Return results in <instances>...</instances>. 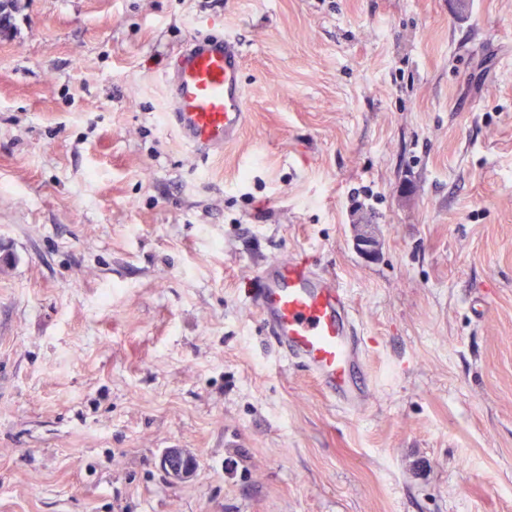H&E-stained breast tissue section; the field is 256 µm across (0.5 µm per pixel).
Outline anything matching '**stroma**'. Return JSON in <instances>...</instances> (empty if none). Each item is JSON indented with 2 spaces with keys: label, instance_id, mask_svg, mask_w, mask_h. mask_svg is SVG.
Here are the masks:
<instances>
[{
  "label": "stroma",
  "instance_id": "35a3bbf8",
  "mask_svg": "<svg viewBox=\"0 0 512 512\" xmlns=\"http://www.w3.org/2000/svg\"><path fill=\"white\" fill-rule=\"evenodd\" d=\"M205 34L240 44L248 119L196 153L164 73ZM297 254L347 292L359 412L246 297ZM0 512H512V0H22ZM161 463L167 477L174 482L189 478L196 464L194 457L180 448L166 449Z\"/></svg>",
  "mask_w": 512,
  "mask_h": 512
}]
</instances>
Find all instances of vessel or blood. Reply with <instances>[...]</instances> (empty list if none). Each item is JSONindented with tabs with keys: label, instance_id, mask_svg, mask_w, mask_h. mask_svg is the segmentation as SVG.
I'll use <instances>...</instances> for the list:
<instances>
[{
	"label": "vessel or blood",
	"instance_id": "vessel-or-blood-1",
	"mask_svg": "<svg viewBox=\"0 0 512 512\" xmlns=\"http://www.w3.org/2000/svg\"><path fill=\"white\" fill-rule=\"evenodd\" d=\"M244 63L228 37L191 40L165 72L170 118L194 151L234 141L247 118ZM251 306L285 359L305 367L341 407L362 410L371 386L346 291L306 258L273 261L252 279Z\"/></svg>",
	"mask_w": 512,
	"mask_h": 512
}]
</instances>
